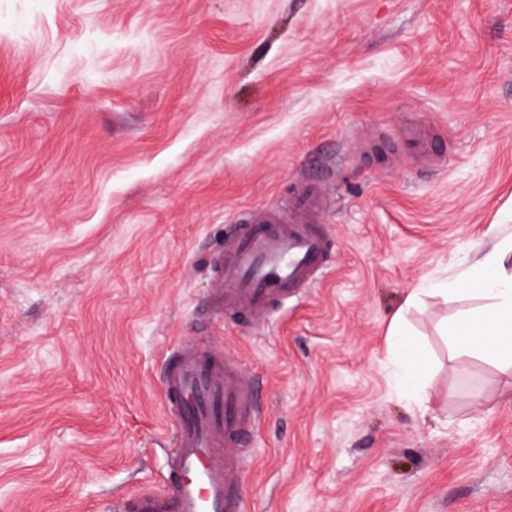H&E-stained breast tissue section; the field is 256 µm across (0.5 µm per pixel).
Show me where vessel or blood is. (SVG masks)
<instances>
[{"instance_id": "vessel-or-blood-1", "label": "vessel or blood", "mask_w": 512, "mask_h": 512, "mask_svg": "<svg viewBox=\"0 0 512 512\" xmlns=\"http://www.w3.org/2000/svg\"><path fill=\"white\" fill-rule=\"evenodd\" d=\"M406 157L431 163L421 133L404 138ZM323 185L294 183L286 203L251 209L210 258L208 292L217 318L273 324L293 300L329 273L333 240L324 226ZM172 420L171 459L158 492L123 501L119 512H245L237 471L225 451L250 443L260 418L255 387L222 349L175 345L163 374Z\"/></svg>"}]
</instances>
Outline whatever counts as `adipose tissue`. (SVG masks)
<instances>
[{
	"label": "adipose tissue",
	"instance_id": "1",
	"mask_svg": "<svg viewBox=\"0 0 512 512\" xmlns=\"http://www.w3.org/2000/svg\"><path fill=\"white\" fill-rule=\"evenodd\" d=\"M473 288L493 303L450 324L449 336L460 349L488 352L512 363V240L484 252L469 276L448 284L444 293L453 301Z\"/></svg>",
	"mask_w": 512,
	"mask_h": 512
}]
</instances>
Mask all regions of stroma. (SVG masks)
<instances>
[{
    "label": "stroma",
    "instance_id": "stroma-1",
    "mask_svg": "<svg viewBox=\"0 0 512 512\" xmlns=\"http://www.w3.org/2000/svg\"><path fill=\"white\" fill-rule=\"evenodd\" d=\"M417 120L443 166L368 161ZM300 179L332 272L214 321L209 256ZM511 237L512 0H0V512L158 490L178 339L258 383L246 512H512V368L429 290ZM390 336L393 344L404 367V380L407 388L413 391L416 379L422 369V360L419 351L413 342L407 337L399 327L393 328Z\"/></svg>",
    "mask_w": 512,
    "mask_h": 512
}]
</instances>
